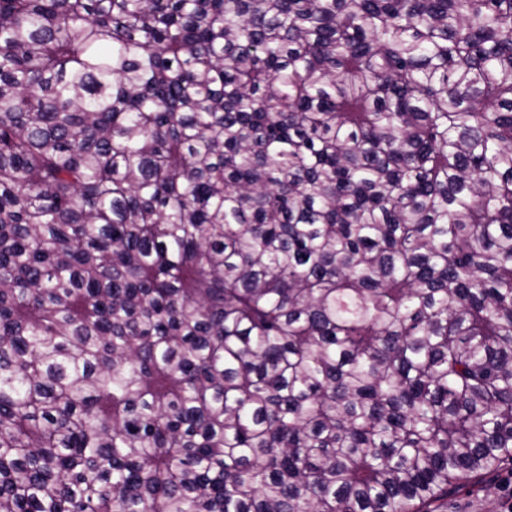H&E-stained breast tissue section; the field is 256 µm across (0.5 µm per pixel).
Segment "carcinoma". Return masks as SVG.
I'll return each instance as SVG.
<instances>
[{"instance_id":"cac0c4a2","label":"carcinoma","mask_w":512,"mask_h":512,"mask_svg":"<svg viewBox=\"0 0 512 512\" xmlns=\"http://www.w3.org/2000/svg\"><path fill=\"white\" fill-rule=\"evenodd\" d=\"M503 469L512 0H0V512Z\"/></svg>"}]
</instances>
